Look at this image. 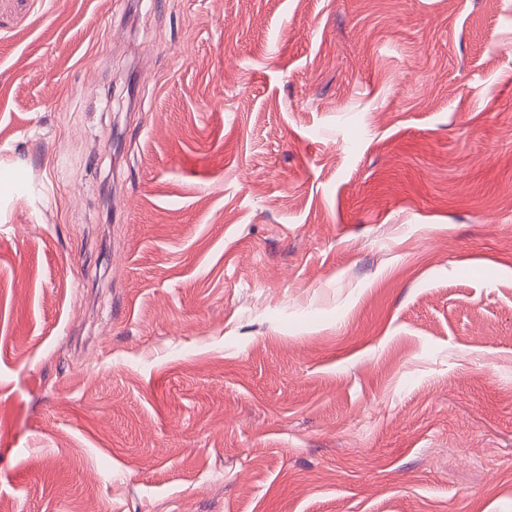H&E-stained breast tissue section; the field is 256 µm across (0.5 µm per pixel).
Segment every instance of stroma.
<instances>
[{"label": "stroma", "instance_id": "obj_1", "mask_svg": "<svg viewBox=\"0 0 512 512\" xmlns=\"http://www.w3.org/2000/svg\"><path fill=\"white\" fill-rule=\"evenodd\" d=\"M0 512H512V0H0Z\"/></svg>", "mask_w": 512, "mask_h": 512}]
</instances>
